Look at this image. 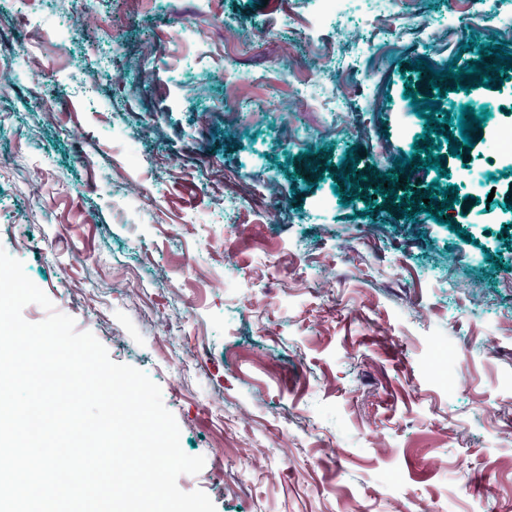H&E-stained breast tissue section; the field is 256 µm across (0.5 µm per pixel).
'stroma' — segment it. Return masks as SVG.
Returning <instances> with one entry per match:
<instances>
[{"instance_id": "1", "label": "stroma", "mask_w": 512, "mask_h": 512, "mask_svg": "<svg viewBox=\"0 0 512 512\" xmlns=\"http://www.w3.org/2000/svg\"><path fill=\"white\" fill-rule=\"evenodd\" d=\"M130 7L0 0V248L160 386L206 460L179 487L216 512H512V165L492 161L512 80L440 101L455 118L497 107L468 158L426 174L459 188L445 224L334 191L347 149L384 173L411 153L398 127L407 80L429 91L419 53L465 66L479 54L461 43L498 34L512 54V0ZM302 115L304 135L279 137ZM310 149L330 165L316 183Z\"/></svg>"}]
</instances>
